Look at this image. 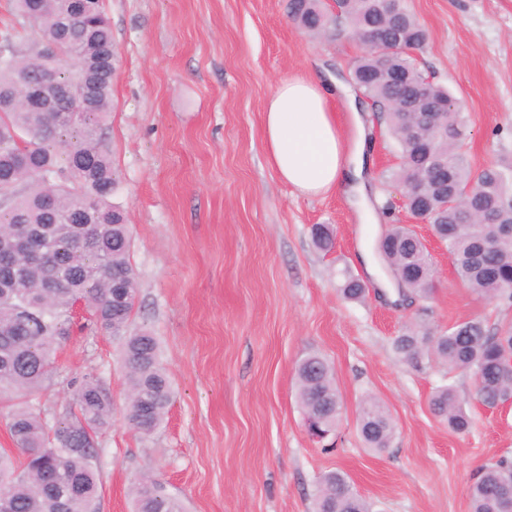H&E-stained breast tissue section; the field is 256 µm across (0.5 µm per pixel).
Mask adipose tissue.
<instances>
[{"label": "adipose tissue", "mask_w": 512, "mask_h": 512, "mask_svg": "<svg viewBox=\"0 0 512 512\" xmlns=\"http://www.w3.org/2000/svg\"><path fill=\"white\" fill-rule=\"evenodd\" d=\"M331 93L320 82L292 76L281 79L267 99L263 143L280 180L308 197L341 189L361 223L376 218L365 202L363 172L370 146L359 113H351L355 132L346 139L329 106Z\"/></svg>", "instance_id": "adipose-tissue-1"}]
</instances>
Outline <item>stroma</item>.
<instances>
[{
    "label": "stroma",
    "mask_w": 512,
    "mask_h": 512,
    "mask_svg": "<svg viewBox=\"0 0 512 512\" xmlns=\"http://www.w3.org/2000/svg\"><path fill=\"white\" fill-rule=\"evenodd\" d=\"M428 33L420 67L463 105L473 169L512 156V0H407ZM120 66L104 126L138 274L131 330L160 344L173 397L164 424L129 427L121 346L77 309L57 375L39 396L49 421L69 410L72 379L112 387V421L98 437L96 512H132L131 483L152 471L185 512H312L323 472L346 474L374 512H469L483 466L512 458V402L489 409L470 375L432 354L408 361L393 341L407 328L441 333L482 320L512 323V301L478 297L456 277L444 245L399 207L397 143L361 98L372 147L365 172L375 224L360 223L338 192L308 198L279 180L262 141L264 104L279 79L350 84L361 53L347 29L314 35L289 0H105ZM328 225L331 252L315 225ZM413 225L436 261L428 296H378L391 277L364 265L389 225ZM367 285L338 292L342 270ZM310 352L332 367L342 399L330 449L309 435L296 366ZM452 386L472 417L449 431L430 407ZM373 397L394 422L388 447L366 448L358 407Z\"/></svg>",
    "instance_id": "1"
}]
</instances>
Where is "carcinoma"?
Returning <instances> with one entry per match:
<instances>
[{
  "label": "carcinoma",
  "instance_id": "cac0c4a2",
  "mask_svg": "<svg viewBox=\"0 0 512 512\" xmlns=\"http://www.w3.org/2000/svg\"><path fill=\"white\" fill-rule=\"evenodd\" d=\"M12 20L0 35V256L21 267L19 276L0 270V403H11L8 429L16 453L0 451V504L9 512H95L99 477L92 465L96 439L112 417L110 388L94 376L75 386L69 415L49 424L32 397L53 381L57 352L74 330L73 306L83 303L90 321L123 339L128 393L124 417L142 435L163 422L172 387L160 361L159 342L147 330L129 336L138 298L125 213L112 204L117 181L102 137L112 112V30L104 0H10ZM331 17L322 0H290L299 23L313 34L347 25L351 37L376 28L386 44L362 45L351 76L356 87L386 114L402 165V188L448 170L452 185L437 182L421 210L448 251L459 281L481 298L512 301V160L474 173L463 151L462 107L444 87L428 97L439 107L435 121L418 123L395 103L398 76L424 77L416 53L428 39L406 0H339ZM87 75L81 112L46 103L45 84L65 86L71 66ZM382 254L398 287L419 295L432 286L434 262L410 228L384 234ZM493 249L484 251L481 244ZM342 297L358 301L365 289L343 273ZM430 339L409 331L394 341L398 356L412 359ZM435 358L469 374L476 396L493 406L512 398V324L490 333L482 321L454 324L429 348ZM297 387L306 424L337 426L340 396L326 359L306 356ZM436 416L464 433L471 421L451 386L431 399ZM360 432L368 448L388 447L393 423L385 406L369 398L359 407ZM135 512H183L182 503L149 474L133 484ZM469 512H512V460L483 467L468 494ZM314 512H372L347 478L328 471L319 479Z\"/></svg>",
  "mask_w": 512,
  "mask_h": 512
}]
</instances>
